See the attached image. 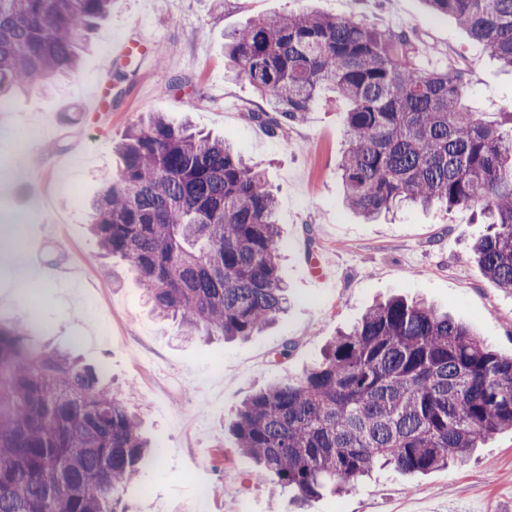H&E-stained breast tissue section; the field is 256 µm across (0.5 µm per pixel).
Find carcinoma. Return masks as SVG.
<instances>
[{"mask_svg":"<svg viewBox=\"0 0 512 512\" xmlns=\"http://www.w3.org/2000/svg\"><path fill=\"white\" fill-rule=\"evenodd\" d=\"M111 0H0V110L78 67ZM512 69V0H424ZM421 43L347 17L300 11L252 19L224 55L267 107L271 135L305 119L319 91L346 100L342 201L370 220L414 205H480L481 273L512 293V112L463 104L465 72L422 70ZM92 203L91 232L127 260L158 314L189 335L246 339L288 303L276 197L265 173L219 138L162 116L140 121ZM0 324V512H132L126 497L156 459L105 366L33 348ZM512 431V357L422 300L393 297L339 334L296 377L247 397L236 447L306 501L373 468H447Z\"/></svg>","mask_w":512,"mask_h":512,"instance_id":"carcinoma-1","label":"carcinoma"}]
</instances>
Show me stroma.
<instances>
[{"instance_id":"35a3bbf8","label":"stroma","mask_w":512,"mask_h":512,"mask_svg":"<svg viewBox=\"0 0 512 512\" xmlns=\"http://www.w3.org/2000/svg\"><path fill=\"white\" fill-rule=\"evenodd\" d=\"M302 9L413 33L433 47L431 66L466 69L469 109L490 121L512 112V71L424 0H111L78 70L0 112V219L26 216L33 195L49 199L41 217L28 219L20 248L0 245V322L27 324L40 347L71 350L85 364L109 362L113 384L129 389L159 453L128 490L137 512H512V432L454 467L424 475L377 469L343 493L304 503L235 446L231 426L248 395L319 361L339 330L393 295L435 305L512 356V294L485 278L471 253L484 230L478 208H406L370 223L346 208L337 165L348 105L331 90L286 136L249 119L264 102L225 72L224 36L256 16ZM87 83L112 90L94 116L80 95ZM154 112L223 137L267 173L289 305L256 336L185 339L147 305L127 262L102 255L88 211L52 190L62 173L95 196L120 164L117 143ZM34 125L44 136L19 154ZM315 258L329 265L335 287L314 281ZM20 260L36 276L27 288L18 285ZM104 323L112 332L102 337ZM287 340L295 349L278 359ZM197 483L208 485V499L194 498Z\"/></svg>"}]
</instances>
